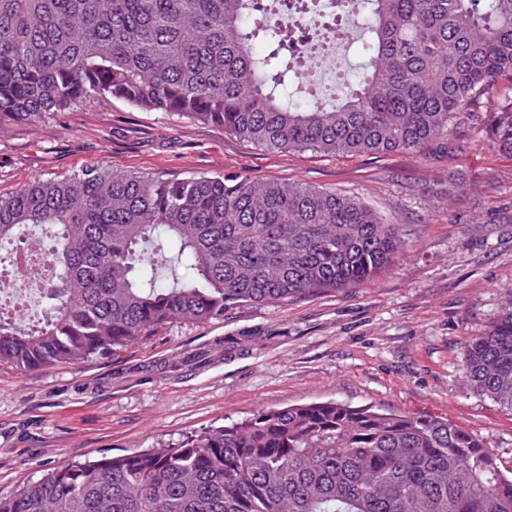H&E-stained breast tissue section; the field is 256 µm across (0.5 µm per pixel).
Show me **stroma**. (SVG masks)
Listing matches in <instances>:
<instances>
[{
  "mask_svg": "<svg viewBox=\"0 0 512 512\" xmlns=\"http://www.w3.org/2000/svg\"><path fill=\"white\" fill-rule=\"evenodd\" d=\"M485 118L462 115L461 153L347 157L268 150L114 100L0 126V197L102 164L163 177L236 173L351 196L402 240L385 271L352 288L174 322L81 363H0V493L70 461L328 400L446 418L512 470V410L470 388L462 370L466 343L512 301V156L492 148Z\"/></svg>",
  "mask_w": 512,
  "mask_h": 512,
  "instance_id": "1",
  "label": "stroma"
}]
</instances>
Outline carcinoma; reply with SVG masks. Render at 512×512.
<instances>
[{
  "label": "carcinoma",
  "instance_id": "obj_1",
  "mask_svg": "<svg viewBox=\"0 0 512 512\" xmlns=\"http://www.w3.org/2000/svg\"><path fill=\"white\" fill-rule=\"evenodd\" d=\"M0 0V125L122 101L224 127L273 150L420 154L457 115L493 106L512 155V0H336L321 36L369 14L357 80L329 94L288 73L315 60L289 25L306 0ZM260 37L272 49L259 58ZM56 278L45 318L0 314V362H83L177 321L241 303L349 288L385 271L401 240L360 201L234 174L186 178L101 165L0 198V256L33 245ZM191 271L179 274V269ZM469 385L512 408V311L464 351ZM0 512H512V478L448 420L326 401L262 410L173 448L74 461L9 494Z\"/></svg>",
  "mask_w": 512,
  "mask_h": 512
}]
</instances>
